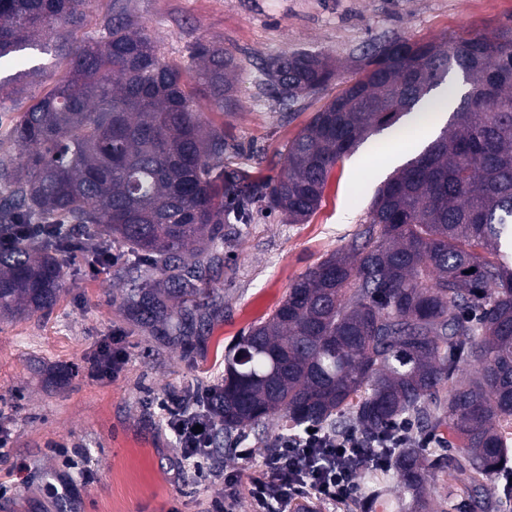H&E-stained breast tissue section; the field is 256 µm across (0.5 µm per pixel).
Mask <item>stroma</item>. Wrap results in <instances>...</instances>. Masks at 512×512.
Listing matches in <instances>:
<instances>
[{
    "label": "stroma",
    "mask_w": 512,
    "mask_h": 512,
    "mask_svg": "<svg viewBox=\"0 0 512 512\" xmlns=\"http://www.w3.org/2000/svg\"><path fill=\"white\" fill-rule=\"evenodd\" d=\"M135 14L162 58L191 65L198 41L221 44L241 64L237 108L224 118L226 170L277 178L287 144L325 102L302 100L281 112L259 86L264 59L297 51L329 57L337 81L362 65L366 50L403 36L414 41L489 32L512 20V0H133ZM46 68L20 84L0 108V134L51 89L66 70L46 56ZM372 143L338 162L322 202L302 224L255 215L224 228L223 260L196 285L212 303L199 320L176 325L141 319L125 295L135 282H156L149 263L129 260L99 270L75 257L56 303L21 316L0 315V396L9 406L11 446L0 458V512H204L224 496L219 476L180 466L178 448L156 401L176 392L196 396L221 382L224 351L272 313L309 268L366 227L377 186L389 175ZM126 352L117 375L92 378L87 365L102 344ZM278 422L215 449L226 472L260 464L281 436ZM254 450L252 461L233 448ZM67 479L72 500L52 499L49 482Z\"/></svg>",
    "instance_id": "35a3bbf8"
}]
</instances>
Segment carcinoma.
I'll use <instances>...</instances> for the list:
<instances>
[{
    "mask_svg": "<svg viewBox=\"0 0 512 512\" xmlns=\"http://www.w3.org/2000/svg\"><path fill=\"white\" fill-rule=\"evenodd\" d=\"M96 0H0V58L32 50L67 59L8 131L23 154L0 156V312L52 304L71 232L93 230L91 261L111 243L166 283L134 288L148 320L182 317L190 278L221 261L224 225L258 210L302 224L332 168L362 143L431 102L452 76L467 90L438 135L377 190L368 227L309 268L271 316L224 354L212 412L228 434L276 419L295 432L358 429L383 447L401 492L423 505L427 481L448 477L465 512H512L487 493L512 447V25L453 40L396 37L366 54L288 143L268 182L224 171V125L204 117L182 71L163 61L129 0H112L103 33L57 43ZM237 58L212 42L192 48L190 73L222 114L236 107ZM285 112L331 84L336 67L308 52L259 67ZM454 436L425 456L397 425Z\"/></svg>",
    "mask_w": 512,
    "mask_h": 512,
    "instance_id": "cac0c4a2",
    "label": "carcinoma"
}]
</instances>
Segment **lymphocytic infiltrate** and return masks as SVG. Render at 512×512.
I'll return each instance as SVG.
<instances>
[{"label":"lymphocytic infiltrate","instance_id":"f902f5d3","mask_svg":"<svg viewBox=\"0 0 512 512\" xmlns=\"http://www.w3.org/2000/svg\"><path fill=\"white\" fill-rule=\"evenodd\" d=\"M159 405L181 461L198 469L209 464L215 422L206 403L193 406L183 395L170 393ZM372 456L354 429L329 437L318 429L280 437L250 479L253 512H293L300 500L308 498L325 505L346 503L360 491L358 462Z\"/></svg>","mask_w":512,"mask_h":512}]
</instances>
